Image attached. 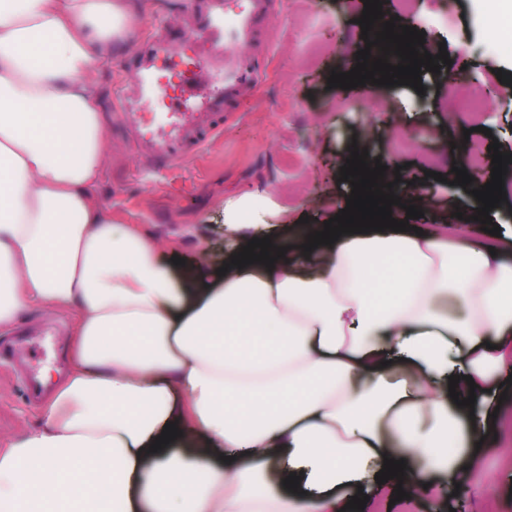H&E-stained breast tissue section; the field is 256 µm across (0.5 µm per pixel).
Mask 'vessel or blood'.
I'll return each instance as SVG.
<instances>
[{"label": "vessel or blood", "mask_w": 512, "mask_h": 512, "mask_svg": "<svg viewBox=\"0 0 512 512\" xmlns=\"http://www.w3.org/2000/svg\"><path fill=\"white\" fill-rule=\"evenodd\" d=\"M269 6L270 0H250L246 10L231 14L223 0H210L207 10L194 18L189 34L207 44L210 58L206 80L209 92L205 95L200 94L195 82L175 97L161 88L154 77L155 60L171 53L172 42L165 36L152 39L138 60L133 96L143 105L160 104L163 114L148 135L141 131L142 113L122 112L121 121L138 153L152 162L153 174L175 166L189 149L202 147L216 129L225 104L257 82V69L242 58L239 50L254 41L259 21Z\"/></svg>", "instance_id": "obj_1"}]
</instances>
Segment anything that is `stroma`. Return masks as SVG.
<instances>
[{
    "label": "stroma",
    "mask_w": 512,
    "mask_h": 512,
    "mask_svg": "<svg viewBox=\"0 0 512 512\" xmlns=\"http://www.w3.org/2000/svg\"><path fill=\"white\" fill-rule=\"evenodd\" d=\"M353 2L347 8L336 0H275L260 24L257 46L242 50L260 72L258 84L225 112L210 146L190 152L167 175L149 181L144 176L147 161L137 155L120 124L122 88L134 78L144 39L160 31L172 39L173 54L159 62L157 76L168 95L179 94L208 61L206 44L182 34L205 3L131 0L128 37L114 45L97 75L107 145L97 188L101 205L152 235L163 261L194 260L204 246L217 267L224 259L226 200L263 188L275 201L289 205L292 219L324 223L350 193L351 184L341 180L340 171L353 145L359 144L367 150L368 162L385 165L386 176L413 182L417 194L429 197L419 226L471 218L474 205L465 189L455 184L450 162L442 160L434 167L442 175L437 181L428 177L432 167L419 148L395 156L388 152L387 142L399 126L426 130L439 141L467 129L472 139L488 146L499 143L501 152L512 154V39L485 44L483 18L493 8L491 0H456L458 23L453 27L431 22L441 12L442 0H412L406 10L399 0H381L384 14L424 32L428 53L435 56L444 50L451 60L439 72H422L420 93L406 85L328 87L331 73L355 67L358 51L366 47L361 39L347 37L357 30L364 9L363 0ZM465 72L489 91L486 112L478 121L429 106L435 98L459 92V77ZM354 100L364 102L366 111H348ZM74 326V312L36 310L15 326L0 327V342L18 328L40 336L31 365L36 370L50 368L53 378L60 380L72 368ZM487 398L505 400L511 412L485 434L481 467L468 473L458 494L442 501L443 512H512V469L500 454L501 449L512 448V384L502 383ZM41 420V407L28 406L19 381L0 362V442Z\"/></svg>",
    "instance_id": "35a3bbf8"
}]
</instances>
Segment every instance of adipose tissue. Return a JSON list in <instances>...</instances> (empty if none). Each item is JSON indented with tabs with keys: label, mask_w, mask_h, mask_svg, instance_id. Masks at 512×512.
<instances>
[{
	"label": "adipose tissue",
	"mask_w": 512,
	"mask_h": 512,
	"mask_svg": "<svg viewBox=\"0 0 512 512\" xmlns=\"http://www.w3.org/2000/svg\"><path fill=\"white\" fill-rule=\"evenodd\" d=\"M129 19V0H0V326L77 315L41 425L0 443V512H340L388 458L444 499L512 369V241L440 224L307 253L252 192L224 204V256L267 237L273 266L162 264L96 196V76Z\"/></svg>",
	"instance_id": "obj_1"
}]
</instances>
